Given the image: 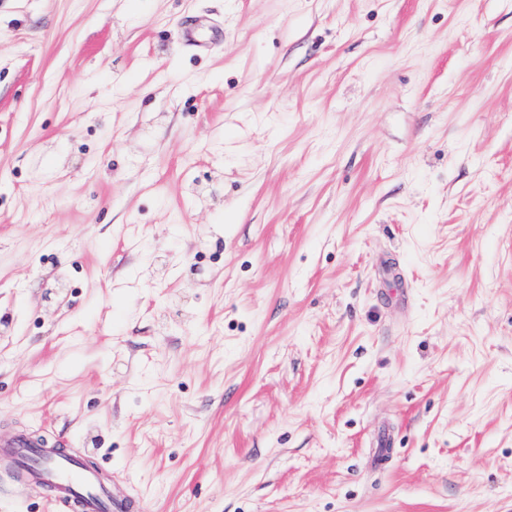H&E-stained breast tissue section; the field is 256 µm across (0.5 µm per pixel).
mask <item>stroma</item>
Wrapping results in <instances>:
<instances>
[{
    "instance_id": "stroma-1",
    "label": "stroma",
    "mask_w": 512,
    "mask_h": 512,
    "mask_svg": "<svg viewBox=\"0 0 512 512\" xmlns=\"http://www.w3.org/2000/svg\"><path fill=\"white\" fill-rule=\"evenodd\" d=\"M28 432L145 512H512V0H0Z\"/></svg>"
}]
</instances>
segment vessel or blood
I'll list each match as a JSON object with an SVG mask.
<instances>
[{
    "instance_id": "obj_1",
    "label": "vessel or blood",
    "mask_w": 512,
    "mask_h": 512,
    "mask_svg": "<svg viewBox=\"0 0 512 512\" xmlns=\"http://www.w3.org/2000/svg\"><path fill=\"white\" fill-rule=\"evenodd\" d=\"M40 436L20 434L9 439L0 438V462H16L22 448L42 447ZM50 467H31L25 470L24 480L47 494L53 512H121L122 501L100 480L97 470L86 467L69 447L66 436H58L55 448L49 454Z\"/></svg>"
}]
</instances>
